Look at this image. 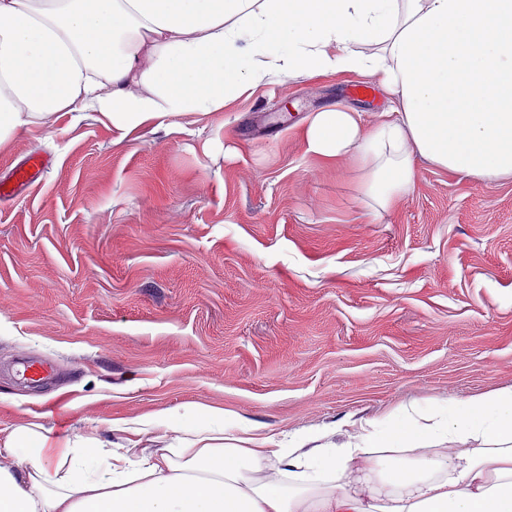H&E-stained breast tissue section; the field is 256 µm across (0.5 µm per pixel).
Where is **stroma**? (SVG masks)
<instances>
[{
    "mask_svg": "<svg viewBox=\"0 0 512 512\" xmlns=\"http://www.w3.org/2000/svg\"><path fill=\"white\" fill-rule=\"evenodd\" d=\"M355 72L269 84L221 112L120 137L88 113L0 145V437L51 441L203 406L277 440L512 385V180L420 164L373 215L358 170L308 156L299 126L373 119ZM27 354L59 382L20 383Z\"/></svg>",
    "mask_w": 512,
    "mask_h": 512,
    "instance_id": "stroma-1",
    "label": "stroma"
}]
</instances>
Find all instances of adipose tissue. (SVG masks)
Here are the masks:
<instances>
[{
	"instance_id": "obj_1",
	"label": "adipose tissue",
	"mask_w": 512,
	"mask_h": 512,
	"mask_svg": "<svg viewBox=\"0 0 512 512\" xmlns=\"http://www.w3.org/2000/svg\"><path fill=\"white\" fill-rule=\"evenodd\" d=\"M355 71L388 95L375 122L311 113L306 154L350 161L374 212L418 162L512 179V0H0V144L93 112L129 134L216 112L273 81ZM157 411L121 446L52 451L38 430L0 440V512H512V385L386 415L379 438L229 435ZM161 429L167 447H140Z\"/></svg>"
}]
</instances>
